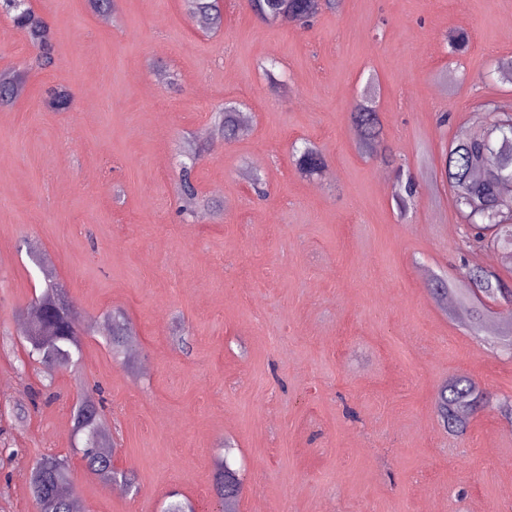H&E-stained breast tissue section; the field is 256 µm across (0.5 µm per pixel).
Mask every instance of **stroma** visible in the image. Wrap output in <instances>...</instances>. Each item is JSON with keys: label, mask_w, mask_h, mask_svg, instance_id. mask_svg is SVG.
Returning a JSON list of instances; mask_svg holds the SVG:
<instances>
[{"label": "stroma", "mask_w": 512, "mask_h": 512, "mask_svg": "<svg viewBox=\"0 0 512 512\" xmlns=\"http://www.w3.org/2000/svg\"><path fill=\"white\" fill-rule=\"evenodd\" d=\"M53 34L52 66L0 12V70L26 86L0 105V512H35L26 472L67 459L80 512H160L170 492L216 501L229 456L235 512H512V304L482 297L484 329L441 305L434 278L471 287L462 221L443 176L460 128L512 109V0H341L313 26L269 25L226 0L211 30L183 0H31ZM465 29L469 48L451 55ZM376 84L380 153L350 112ZM70 88L63 111L48 88ZM240 103L246 132L215 135ZM204 215L179 214L183 145ZM325 157L301 177L292 153ZM401 164L402 174L385 164ZM260 176L257 197L250 176ZM416 182L400 207L403 176ZM38 252L81 320L82 356L51 396L12 412L41 372L23 366L21 314L41 292ZM125 314L137 344L113 358L101 326ZM457 375L485 392L467 429L445 428L435 395ZM100 385L114 461L132 488L87 472L72 407ZM226 461L223 464H221L218 469H217V472L214 476V485H215V490H216V493L218 495V500H223L224 501V498L227 497V500H226V503L228 505V510L226 512H232V508L233 506L235 505V503L237 502L238 500V496L240 495L241 493V483L239 481V479H237L234 484L232 485H225L224 486V474L225 475H236L235 472H233L231 469H229L228 467L225 469V466H226Z\"/></svg>", "instance_id": "1"}]
</instances>
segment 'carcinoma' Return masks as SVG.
I'll use <instances>...</instances> for the list:
<instances>
[{
  "label": "carcinoma",
  "instance_id": "carcinoma-1",
  "mask_svg": "<svg viewBox=\"0 0 512 512\" xmlns=\"http://www.w3.org/2000/svg\"><path fill=\"white\" fill-rule=\"evenodd\" d=\"M188 9L213 28L224 19V0H184ZM252 11L268 24L293 23L309 26L317 18L308 0H250ZM0 10L11 15L16 29L37 45L41 51V65L53 64L49 24L26 0H0ZM25 77L16 70L0 72V104H8L21 96ZM72 94L65 86L47 92L46 105L62 110L69 107ZM494 116L481 128L461 134L452 144L445 158L444 174L455 208L465 228V244L480 248L488 243L504 251H512V225L501 223L512 212V198L502 199L503 186L512 183V162L505 161L500 147L512 138V113L493 109ZM246 119V114L233 105L224 106L218 132L225 139L235 136ZM351 119L362 138V148L375 151L381 125L372 101L364 100L354 107ZM298 170L306 175L318 174L325 165L324 156L315 148L307 147L297 158ZM182 211L194 215L198 196L189 170L181 177ZM471 279L483 297L495 300L503 296V284L496 276L477 266L471 270ZM28 321L22 336L27 343L28 363L42 366L50 375L75 364L82 352L79 340L81 323L71 309H62L52 288L45 289L27 309ZM105 341L116 352L126 353L135 346L128 324L111 314L105 315ZM479 391L477 383L468 376H456L437 392L435 408L443 422L452 431H465L473 413ZM103 391L95 387L76 403L73 420L77 432L83 434L82 457L87 471L102 481L120 480L130 484L127 472L117 469L112 459L109 430L105 426ZM233 474L220 465L214 476L218 499L226 500L227 512L241 493L240 481L224 484V476ZM71 484V471L66 459L47 456L36 461L28 470V485L40 512H78L75 498L66 488Z\"/></svg>",
  "mask_w": 512,
  "mask_h": 512
}]
</instances>
